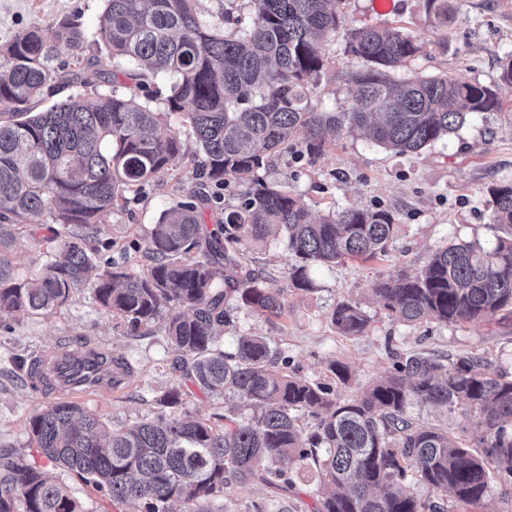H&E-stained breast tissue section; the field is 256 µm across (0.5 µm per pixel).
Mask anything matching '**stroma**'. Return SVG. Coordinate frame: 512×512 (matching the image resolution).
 Instances as JSON below:
<instances>
[{
  "instance_id": "35a3bbf8",
  "label": "stroma",
  "mask_w": 512,
  "mask_h": 512,
  "mask_svg": "<svg viewBox=\"0 0 512 512\" xmlns=\"http://www.w3.org/2000/svg\"><path fill=\"white\" fill-rule=\"evenodd\" d=\"M451 2L454 12L448 25L436 27L430 23L427 0H394L392 11L385 14L373 10L372 0H342V26L322 42L324 67L311 79L313 103L327 112L353 107L347 74L363 63L347 54L346 41L351 30L369 25L397 27L424 42V54L399 67L398 78L448 75L491 84L501 101L500 110L475 116L448 138L414 154H393L361 133L350 132L312 161L296 158L288 149L273 155L261 172L263 179L287 188L313 217L347 207L386 208L393 211L399 230L383 259L312 267L309 292L290 289L288 269L295 259L282 244L273 239L251 244L248 257L254 266L275 287L284 289L286 314L270 322L233 311L234 323L225 327L220 339L225 351H233L240 334L259 333L288 356L291 374L325 383H332L329 363L343 362L351 380L345 385L333 383L342 400L367 382L388 376L394 351L406 356L480 354L512 373V313L501 312L476 324L396 323L380 309L373 293L376 281L415 273L437 248L476 241L489 249L498 235L488 189L512 182V84L499 79L501 60L512 53V0ZM103 9L104 0H0V46L30 28H53L74 17L88 33H95ZM198 161L195 146L187 145L162 179L143 186L126 209L103 217V237L121 246L143 243L160 214L184 200L194 186ZM342 301L358 304L369 315L365 335L338 333L330 312ZM65 337L85 338L130 360L134 376L127 386L79 398L83 407L109 425L153 418L160 411V396L176 382L162 321L143 327L140 335H124L89 289L76 290L61 309L13 323L11 331H0V449L16 450L33 467L46 466L47 461L29 445V418L57 396L30 389L14 361L53 351ZM58 476L82 512H136L133 506L112 504L73 473L62 470ZM293 479L295 487L284 498L271 497L261 485L225 489L213 512H255L259 505L266 512H312L315 475L300 472ZM406 488L414 496L444 505L446 512H512V501L502 499L496 478L479 508H460L452 498L428 492L414 480L407 481Z\"/></svg>"
}]
</instances>
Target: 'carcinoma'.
Segmentation results:
<instances>
[{
    "mask_svg": "<svg viewBox=\"0 0 512 512\" xmlns=\"http://www.w3.org/2000/svg\"><path fill=\"white\" fill-rule=\"evenodd\" d=\"M428 2L434 24L448 26L449 0ZM250 3V27L236 36L203 22L199 0H106L96 41L126 67L93 77L114 89L41 112L36 103L52 83L80 78L53 61L60 41L83 48L81 25L30 29L0 48V329H11L6 317L52 312L89 288L129 336L168 312L165 336L181 379L158 400L155 419L130 426L110 429L67 401L34 413L29 444L51 469L0 451V512H80L53 475L57 468L140 512H210L209 503L233 485L293 488L292 475L278 467L285 459L319 476L316 512H437L405 489L411 471L463 506L479 505L494 475L503 479V497L512 498V375L485 357L412 355L395 362L388 378L340 400L329 384L288 374V357L266 336L241 335L232 352L221 346L219 333L232 323L229 299L255 316L285 315L284 289L252 267L250 243L281 237L295 257L293 289L309 291V267L378 258L397 232L393 212L379 208H345L314 221L297 197L264 183L259 172L286 141L299 157L314 159L358 129L405 155L500 107L496 90L479 82L394 78L423 45L398 29L366 26L346 42V52L364 62L348 74L356 107L319 112L310 79L324 66L320 40L342 26L341 0ZM162 72L175 81L159 106L144 86ZM124 81L142 94L118 93ZM170 118L176 127L163 136L158 129ZM185 133L216 192H192L162 212L143 245H133L145 260L141 268L101 260L100 248L108 247L95 245L101 218L168 170ZM238 182L251 188L237 205L223 206L220 190ZM490 195L493 222L505 235L490 250L438 248L415 274L379 281L375 294L389 317L461 324L512 312V183ZM204 206L215 214L211 226L202 220ZM40 214L49 222L38 238L41 225L29 220ZM21 235L50 248L34 277L20 275L8 257ZM330 319L348 337L370 325L350 302L337 303ZM186 380L210 396L237 397L251 415L234 406L211 420L179 411L190 394ZM413 400L461 411L480 431L478 450L413 421Z\"/></svg>",
    "mask_w": 512,
    "mask_h": 512,
    "instance_id": "1",
    "label": "carcinoma"
}]
</instances>
